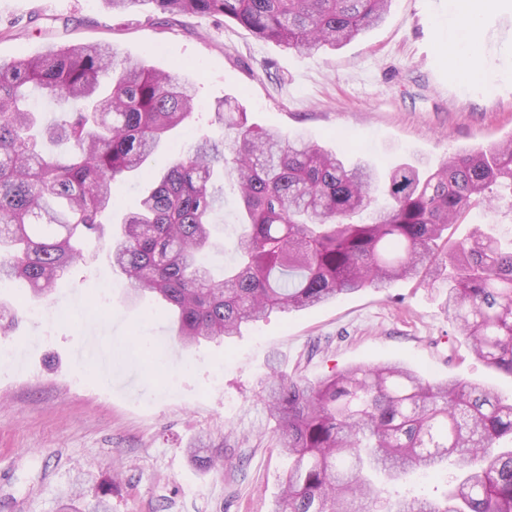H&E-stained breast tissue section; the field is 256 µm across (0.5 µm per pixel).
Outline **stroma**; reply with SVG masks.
I'll return each mask as SVG.
<instances>
[{
  "mask_svg": "<svg viewBox=\"0 0 512 512\" xmlns=\"http://www.w3.org/2000/svg\"><path fill=\"white\" fill-rule=\"evenodd\" d=\"M467 36L470 62L453 64L451 0H393L385 22L336 52L308 57L209 16L114 12L102 0H0V60L50 45L108 43L198 86L192 126L234 101L249 123L386 167L449 155L512 136V0H481ZM494 224L512 236V205L472 209L448 242ZM238 198L224 194L212 224L214 273L233 257ZM108 240L58 282L30 318L20 285H0L18 316L0 335V512H57L62 498L112 484L111 512H273L288 468L261 398L272 357L313 384L355 365L399 360L428 380L477 381L512 395V378L474 359L444 307L442 282L408 278L304 311L274 313L223 343L180 348L152 295L126 301ZM206 446L202 470L186 450Z\"/></svg>",
  "mask_w": 512,
  "mask_h": 512,
  "instance_id": "1",
  "label": "stroma"
}]
</instances>
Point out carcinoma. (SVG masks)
<instances>
[{
  "mask_svg": "<svg viewBox=\"0 0 512 512\" xmlns=\"http://www.w3.org/2000/svg\"><path fill=\"white\" fill-rule=\"evenodd\" d=\"M114 11L224 16L256 37L316 55L382 24L391 0H105ZM72 107L40 119L27 88ZM189 76L132 62L98 44L52 46L0 61V281L32 298L85 261L83 240L110 237L131 300L161 297L185 346L237 334L273 312L315 307L362 288L437 273L444 306L473 355L512 377V240L476 229L447 251L451 224L512 197V138L432 169L381 168L274 128L228 101L206 133L173 151L153 188L112 227L118 177L141 170L195 112ZM46 143H66L64 154ZM242 206L237 261L214 277L213 217L224 180ZM389 200L374 207L375 193ZM262 398L290 466L275 512H512V400L477 383L429 382L402 361L355 366L314 385L273 362ZM453 469L441 498L390 494L413 471ZM108 486L59 512H109Z\"/></svg>",
  "mask_w": 512,
  "mask_h": 512,
  "instance_id": "carcinoma-1",
  "label": "carcinoma"
}]
</instances>
